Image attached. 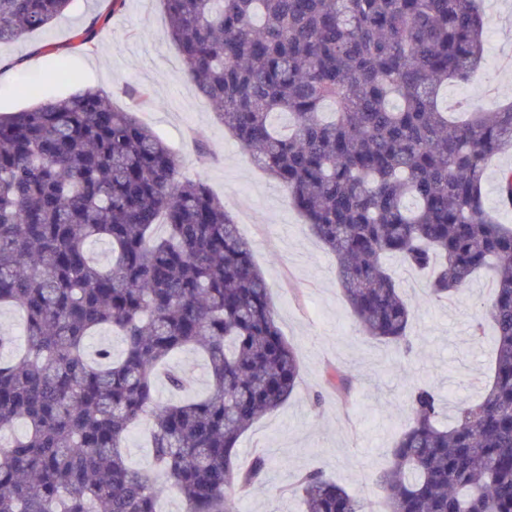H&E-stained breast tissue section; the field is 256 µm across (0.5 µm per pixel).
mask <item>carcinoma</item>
<instances>
[{
	"label": "carcinoma",
	"mask_w": 512,
	"mask_h": 512,
	"mask_svg": "<svg viewBox=\"0 0 512 512\" xmlns=\"http://www.w3.org/2000/svg\"><path fill=\"white\" fill-rule=\"evenodd\" d=\"M72 0H0V44L46 27ZM202 103L289 194L336 257L351 314L373 340L408 349L412 311L390 257L434 268L429 294L461 296L493 270L490 385L452 424L426 383L378 475L387 512H512V226L485 207L488 159L512 149V105L472 102L448 120L438 99L484 55L477 0H161ZM331 111H325L326 107ZM500 198L512 206V169ZM108 247L93 260L89 246ZM25 315L24 353L0 358V512H160L158 479L182 512H232L242 435L293 394L299 363L252 246L200 180L134 113L83 90L0 114V308ZM483 321L471 336L484 338ZM122 350L88 354L97 330ZM208 392L161 402L189 379ZM149 420L152 471L126 455ZM25 430L13 433L16 424ZM304 512H367L311 471ZM174 363L186 373L189 379L188 389L183 393L184 397L202 395L207 391L209 377L198 353L193 350L183 351L176 356Z\"/></svg>",
	"instance_id": "carcinoma-1"
}]
</instances>
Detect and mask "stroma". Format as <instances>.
I'll list each match as a JSON object with an SVG mask.
<instances>
[{
	"label": "stroma",
	"mask_w": 512,
	"mask_h": 512,
	"mask_svg": "<svg viewBox=\"0 0 512 512\" xmlns=\"http://www.w3.org/2000/svg\"><path fill=\"white\" fill-rule=\"evenodd\" d=\"M488 25L486 56L496 57L492 77L476 73L449 82L442 106L469 98L512 101V0H481ZM91 32L87 44L76 35ZM42 84L54 99L78 90L105 93L115 108L134 112L180 156L184 176L204 182L223 202L253 260L271 285L282 332L300 362L291 397L258 420L238 445L239 465L256 455L267 460L264 477L236 490L234 512H299L298 478L319 471L383 512L374 481L387 466L388 450L409 424L414 383H427L444 398L477 397L491 380V348L470 335L492 286L474 276L465 299L435 301L428 275L398 258L388 264L413 311L411 351L365 337L337 282L336 258L309 234L280 184L203 106L184 74L159 0H73L46 29L0 45V111L31 107L21 89ZM148 89L151 103L136 92ZM203 136L211 154L199 160L192 143Z\"/></svg>",
	"instance_id": "obj_1"
}]
</instances>
